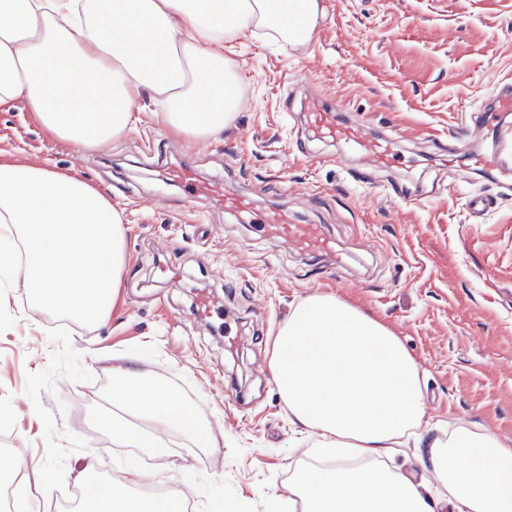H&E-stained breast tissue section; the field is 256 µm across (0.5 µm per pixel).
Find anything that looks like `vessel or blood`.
Returning a JSON list of instances; mask_svg holds the SVG:
<instances>
[{
  "mask_svg": "<svg viewBox=\"0 0 512 512\" xmlns=\"http://www.w3.org/2000/svg\"><path fill=\"white\" fill-rule=\"evenodd\" d=\"M303 116L313 139L330 140L343 145L348 153L371 158L376 169H389L397 160L398 149L392 137L372 135L365 125L342 120L337 109L321 97L312 96L305 101ZM170 177L186 188L188 198L208 201L215 208L238 215L242 223L251 225L261 237L301 253H332L336 250L335 240L325 233L322 225L292 223L287 209L257 212L247 194L227 188L220 181L199 180L188 167L172 168ZM220 313L209 293L196 294L192 312L195 320L208 321Z\"/></svg>",
  "mask_w": 512,
  "mask_h": 512,
  "instance_id": "obj_1",
  "label": "vessel or blood"
}]
</instances>
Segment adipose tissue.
I'll return each instance as SVG.
<instances>
[{"label": "adipose tissue", "instance_id": "obj_1", "mask_svg": "<svg viewBox=\"0 0 512 512\" xmlns=\"http://www.w3.org/2000/svg\"><path fill=\"white\" fill-rule=\"evenodd\" d=\"M321 0H0V109L22 106L50 139L91 150L129 133L143 93L168 133L205 142L241 104V78L225 43L268 34L307 44ZM127 229L90 183L42 165L0 158V268L21 274L32 309L84 325L105 323L127 269ZM274 383L316 469L301 471L283 512H512V444L456 429L423 438L419 369L392 330L335 296H308L279 328ZM113 415L118 448L164 453V434L213 445L192 406L118 367ZM425 448L447 487L382 464L405 440ZM180 495L156 504L117 491L84 497L78 512H181Z\"/></svg>", "mask_w": 512, "mask_h": 512}]
</instances>
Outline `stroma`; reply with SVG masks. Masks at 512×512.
Returning a JSON list of instances; mask_svg holds the SVG:
<instances>
[{"label": "stroma", "mask_w": 512, "mask_h": 512, "mask_svg": "<svg viewBox=\"0 0 512 512\" xmlns=\"http://www.w3.org/2000/svg\"><path fill=\"white\" fill-rule=\"evenodd\" d=\"M325 19L299 48L245 36L225 46L239 67L242 105L217 139L172 138L152 101L134 129L94 151L50 140L21 109L0 111V157L40 162L98 187L127 227L128 270L107 321L82 326L29 309L0 276V462L39 512H67L85 454L94 475L128 485L129 449L108 446L112 375L125 357L193 404L223 445L166 435L153 457L159 483L185 491L193 512H273L293 477L315 465L272 379L278 329L294 307L329 293L387 325L424 377L427 418L450 430L475 426L512 442V176L471 165L477 150L443 155L461 123L512 84V0H324ZM318 95L376 135L399 140L393 168L362 156L326 163L336 144L312 140L301 106ZM224 179L257 210L286 207L299 224L323 225L346 252L300 254L260 237L209 202L185 205L168 170ZM416 190V204L388 190ZM493 205L473 218L467 200ZM182 281L165 285L156 263ZM213 292L223 320L194 321L198 289ZM237 337L224 350L217 332Z\"/></svg>", "instance_id": "35a3bbf8"}]
</instances>
